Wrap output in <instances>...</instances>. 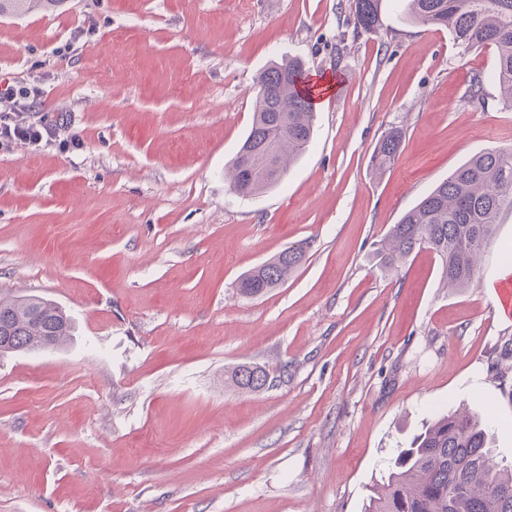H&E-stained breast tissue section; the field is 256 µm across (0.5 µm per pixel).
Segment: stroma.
<instances>
[{
  "label": "stroma",
  "mask_w": 512,
  "mask_h": 512,
  "mask_svg": "<svg viewBox=\"0 0 512 512\" xmlns=\"http://www.w3.org/2000/svg\"><path fill=\"white\" fill-rule=\"evenodd\" d=\"M65 0L0 16V79L37 84L36 117L79 148L0 150V295L76 322L67 346L0 358V512H364L397 449L457 408L492 420L512 461V402L487 360L512 319V213L467 288L436 255L384 270L376 244L458 166L512 144L492 48L462 50L382 0ZM298 58L320 82L314 143L244 198L224 179L255 79ZM484 79L472 98L474 76ZM402 128L394 166L374 147ZM264 296L239 277L297 242ZM271 371L242 393V363ZM382 0H354V26L376 30L380 26ZM227 380L242 392H260L269 385V372L257 365L241 364L234 367Z\"/></svg>",
  "instance_id": "stroma-1"
}]
</instances>
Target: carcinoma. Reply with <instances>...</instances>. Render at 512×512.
<instances>
[{
  "label": "carcinoma",
  "instance_id": "obj_1",
  "mask_svg": "<svg viewBox=\"0 0 512 512\" xmlns=\"http://www.w3.org/2000/svg\"><path fill=\"white\" fill-rule=\"evenodd\" d=\"M62 0H0V15L48 9ZM382 0H354V27L376 30ZM409 21L448 30L457 45L494 48L496 81L512 109V0H400ZM303 65L275 63L256 79L252 123L225 167L229 186L253 197L277 186L311 145L314 106L300 86ZM404 131L392 127L372 153L375 170L394 162ZM512 212V146L473 156L406 211L380 240L377 255L391 268L416 249L440 261L444 288H465L474 279L501 217ZM306 245H291L239 278L242 294L259 297L284 284L302 263ZM74 322L55 303L39 297H0V336L15 352L37 351L50 339L58 348L73 336ZM487 371L512 402V338L503 342ZM227 380L242 392H260L269 372L234 367ZM366 512H512V464L497 462L488 447V424L469 410L429 422L409 448L398 451L387 477L375 484Z\"/></svg>",
  "mask_w": 512,
  "mask_h": 512
}]
</instances>
